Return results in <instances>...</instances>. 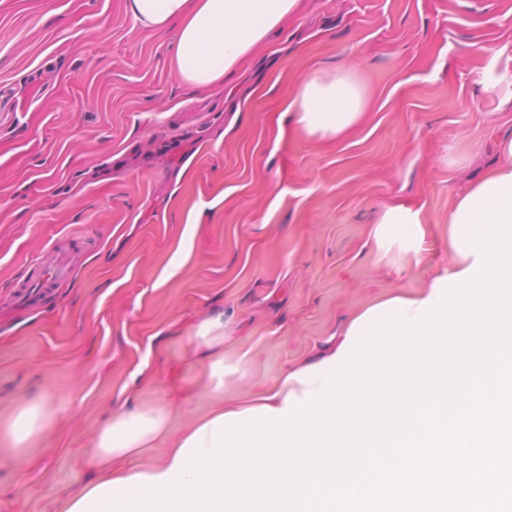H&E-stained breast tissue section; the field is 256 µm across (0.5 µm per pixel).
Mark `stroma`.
Masks as SVG:
<instances>
[{"instance_id": "1", "label": "stroma", "mask_w": 512, "mask_h": 512, "mask_svg": "<svg viewBox=\"0 0 512 512\" xmlns=\"http://www.w3.org/2000/svg\"><path fill=\"white\" fill-rule=\"evenodd\" d=\"M174 31L124 0H0V419L43 399L50 421L0 453V512H57L94 476L113 410L166 407L159 462L213 401L224 323L226 405L334 350L350 318L448 263V209L512 139V0H302L223 86L188 88ZM352 69L361 121L321 141L285 103L302 77ZM431 251H380L390 206ZM67 279L26 286L45 253Z\"/></svg>"}]
</instances>
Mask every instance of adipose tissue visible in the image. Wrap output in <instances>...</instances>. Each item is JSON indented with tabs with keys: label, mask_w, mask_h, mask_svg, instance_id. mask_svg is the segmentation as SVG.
<instances>
[{
	"label": "adipose tissue",
	"mask_w": 512,
	"mask_h": 512,
	"mask_svg": "<svg viewBox=\"0 0 512 512\" xmlns=\"http://www.w3.org/2000/svg\"><path fill=\"white\" fill-rule=\"evenodd\" d=\"M300 8V0H127L126 10L134 25L154 31L175 29L174 65L180 79L197 90L223 83L224 77L240 63L254 46ZM366 95L353 73L334 71L311 73L299 82L286 104L295 125L320 140L336 139L350 130L366 108ZM501 165L489 170L453 203L448 211V253L451 262L445 275L470 268L475 261L466 242L467 228L479 225L480 209L485 204L503 206L512 193V139L502 141ZM426 229L417 212L404 205L383 211L377 220L375 239L378 248L394 239L422 245ZM437 285L428 281L409 295H395L375 302L357 313L349 322L339 350H347L349 340L363 333L364 321L380 318L382 309L395 306L399 312L416 315L421 301L435 296ZM193 343L213 349L205 372L215 394L224 392V324L215 319L202 322ZM335 354L321 355L303 366L288 370L262 396L241 409H224L216 405L199 419L178 442L168 449L163 459L145 468H113L116 460L150 450L168 429L170 416L160 406H139L114 411L101 429L91 458L97 470L93 482L77 495L66 498L60 512H105L104 501L123 494L125 487L147 477L179 470L187 452L210 448L212 436L224 418H244L259 413L261 406L284 409L287 396L304 398L306 392L318 389L321 371L335 365ZM50 413L43 401H24L6 424L0 425V446L23 447L47 426Z\"/></svg>",
	"instance_id": "1"
}]
</instances>
